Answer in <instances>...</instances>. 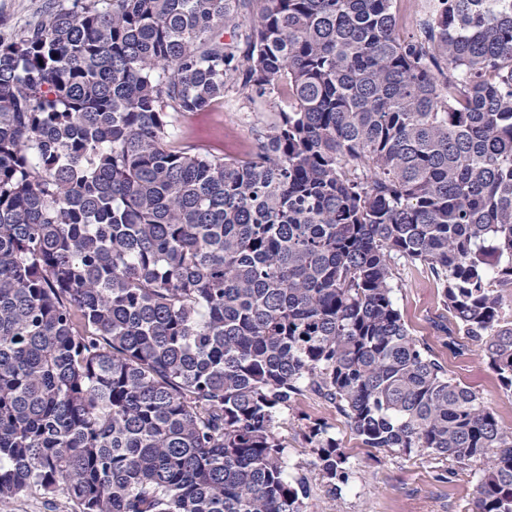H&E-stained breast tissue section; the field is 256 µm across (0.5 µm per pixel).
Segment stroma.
<instances>
[{
  "label": "stroma",
  "instance_id": "stroma-1",
  "mask_svg": "<svg viewBox=\"0 0 512 512\" xmlns=\"http://www.w3.org/2000/svg\"><path fill=\"white\" fill-rule=\"evenodd\" d=\"M43 5L44 0H0V38L34 22ZM276 112L273 101L249 104L231 93L223 108L193 113L183 124L197 147L217 157L242 159L254 143L255 130L273 122ZM395 283V301L411 333L430 343L450 378L477 390L503 425L512 427V393L502 389L481 348L469 341L463 352L455 353L443 347L434 333L431 321L438 313L439 298L429 271L398 261ZM317 422L330 425L347 458L349 480L333 497L321 484L306 438L309 426ZM279 433L291 462L309 479L311 494L304 501V512H472L474 508L482 462L462 469L443 458L363 447L336 409L312 393L299 396L283 412Z\"/></svg>",
  "mask_w": 512,
  "mask_h": 512
}]
</instances>
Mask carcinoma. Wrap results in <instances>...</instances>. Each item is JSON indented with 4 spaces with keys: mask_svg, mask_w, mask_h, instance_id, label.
<instances>
[{
    "mask_svg": "<svg viewBox=\"0 0 512 512\" xmlns=\"http://www.w3.org/2000/svg\"><path fill=\"white\" fill-rule=\"evenodd\" d=\"M394 3L49 0L0 40L3 512H303L307 391L366 448L488 460L474 512H512V429L394 300L426 267L512 391V0H425L416 38ZM229 92L278 99L245 160L180 129ZM12 512H76L77 506L62 493L52 500L40 497H21L12 503Z\"/></svg>",
    "mask_w": 512,
    "mask_h": 512,
    "instance_id": "1",
    "label": "carcinoma"
}]
</instances>
